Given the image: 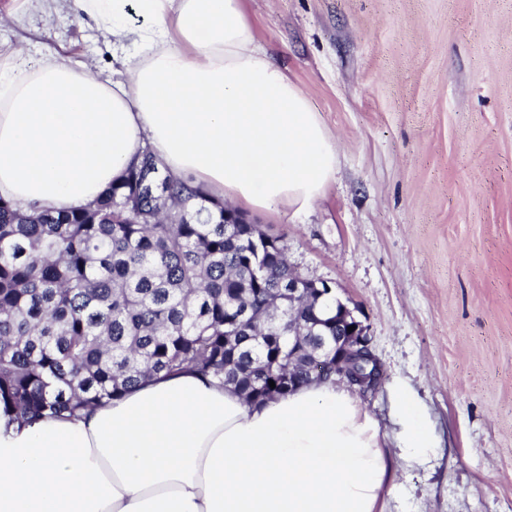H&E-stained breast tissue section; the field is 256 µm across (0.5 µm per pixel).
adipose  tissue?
Instances as JSON below:
<instances>
[{"instance_id":"obj_1","label":"adipose tissue","mask_w":512,"mask_h":512,"mask_svg":"<svg viewBox=\"0 0 512 512\" xmlns=\"http://www.w3.org/2000/svg\"><path fill=\"white\" fill-rule=\"evenodd\" d=\"M64 12L123 46V77L0 55V199L81 209L143 150L212 198L305 209L338 148L307 94L256 44L244 0H7L0 21ZM398 454L349 391L313 382L258 405L192 369L75 416L0 406V512H379L396 467L436 442L407 387Z\"/></svg>"}]
</instances>
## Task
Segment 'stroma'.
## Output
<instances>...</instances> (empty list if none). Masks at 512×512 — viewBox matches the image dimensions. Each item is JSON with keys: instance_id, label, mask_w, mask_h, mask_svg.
<instances>
[{"instance_id": "1", "label": "stroma", "mask_w": 512, "mask_h": 512, "mask_svg": "<svg viewBox=\"0 0 512 512\" xmlns=\"http://www.w3.org/2000/svg\"><path fill=\"white\" fill-rule=\"evenodd\" d=\"M258 46L340 147L306 211L246 210L356 307L384 370L359 394L387 448L409 387L439 442L383 512H512V0H245ZM118 76L65 13L0 24V52Z\"/></svg>"}]
</instances>
